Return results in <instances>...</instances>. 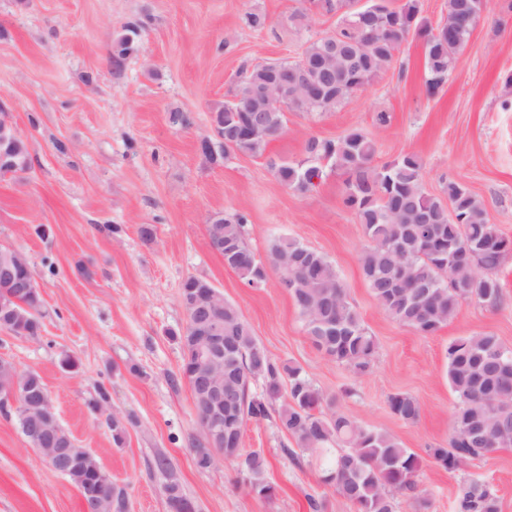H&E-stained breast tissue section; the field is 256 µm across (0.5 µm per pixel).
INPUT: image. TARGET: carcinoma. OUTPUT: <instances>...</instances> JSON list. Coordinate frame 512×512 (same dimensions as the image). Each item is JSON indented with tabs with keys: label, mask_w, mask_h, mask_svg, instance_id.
<instances>
[{
	"label": "carcinoma",
	"mask_w": 512,
	"mask_h": 512,
	"mask_svg": "<svg viewBox=\"0 0 512 512\" xmlns=\"http://www.w3.org/2000/svg\"><path fill=\"white\" fill-rule=\"evenodd\" d=\"M355 0H335L336 10L344 11L331 36L336 41V60L326 61L324 39H312L294 61L274 63L288 74V91L281 103L297 112L329 111L350 95L365 89L374 77L389 68L409 35L422 38L426 45V92L434 94L446 81L457 55L472 28L489 6V0H447L446 21L433 27L421 16L419 0H405L398 8L387 0L367 6L374 11L377 34L365 35L355 27ZM129 34L120 38L114 51L121 60L135 51L134 37L139 26H127ZM306 70L314 93L294 83L293 72ZM269 77L265 65L244 67L234 95L245 91V84L263 83ZM263 129L234 133L224 125V139L202 145V153L213 163L231 155L258 156L270 140L285 127V112L278 108L261 113ZM10 148L13 173L29 167L26 141L18 136L0 146ZM308 161L272 165L276 179L287 189L306 194L318 185L324 172L321 161L331 163L347 175L345 205L354 211L362 225L368 246L361 257L363 274L379 307L392 319L422 336L434 334L447 324L461 305L458 288H471L480 304H499L501 285L495 273L512 255V238L491 222L482 202L463 185L450 181L445 197L427 194L422 186L423 164L418 155L404 153L379 165L375 162L376 141L358 129H351L336 140L311 136L306 140ZM247 217L243 213H217L210 218L208 235L224 238V265L234 270L249 288L264 286L270 274L283 276V283L302 316L312 344L326 357L345 366L353 375L367 374L377 353V342L362 318L347 300L344 285L334 266L319 252L293 240L275 243L267 269L240 260L252 250L246 243ZM404 264L409 283L424 287L415 296L392 286L399 264ZM17 307L26 318L32 335H40L39 315L42 297L25 300ZM191 321L174 336L181 349L179 375L170 378L174 386L191 383L189 373L195 363L191 342ZM448 384L457 404L452 416L448 443L429 449L432 462L450 473L463 471L470 461L496 451L494 442L512 437V348L498 336L478 333L448 344ZM0 376L17 378L20 396H34L45 383L39 374L27 383L9 363L0 364ZM233 376L237 386L224 389V422L240 417V429L250 421L267 420L277 413L278 427L292 438L300 455L321 457L322 482L352 503L356 512H396V498L417 497L416 477L421 469L419 456L391 434L363 425L334 410L336 397L325 394L305 376L300 366L271 358L259 345L240 308L224 301V377ZM261 384V392L252 385ZM391 414L405 423L421 416L419 402L407 393L389 397ZM129 418H113L109 425L112 439L122 445ZM72 450V466L64 477L76 487L84 486L88 469L98 459L87 458L83 448L66 430ZM192 447L196 466L207 470L222 457L237 461L246 474L251 491L272 499L277 487L265 477V459L257 452L244 453L240 442L210 441L203 434ZM112 512H128L125 490L109 487ZM454 512H501L500 499L486 482L462 478L458 483Z\"/></svg>",
	"instance_id": "1"
}]
</instances>
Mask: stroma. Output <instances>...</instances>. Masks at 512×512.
I'll list each match as a JSON object with an SVG mask.
<instances>
[{
	"label": "stroma",
	"mask_w": 512,
	"mask_h": 512,
	"mask_svg": "<svg viewBox=\"0 0 512 512\" xmlns=\"http://www.w3.org/2000/svg\"><path fill=\"white\" fill-rule=\"evenodd\" d=\"M302 7L303 0H0V110L30 153L26 172L0 175V246L26 254L43 299L39 340L0 329V359L42 376L60 425L125 489L130 512H169L160 456L199 512H310L311 495L326 512H355L322 482L315 460H292L295 443L272 419L248 422L243 448L264 457L275 498L251 492L235 460L196 467L191 390L169 381L181 365L173 335L186 322L187 277L210 280L268 354L300 366L336 396L337 410L417 453L427 512H453L460 477L428 456L446 445L454 412L449 342L491 332L512 348V256L496 273L498 306L462 303L434 335H419L388 317L367 286V241L343 203L344 174L326 169L321 184L300 195L271 169L304 160L309 137L356 128L374 138L377 163L417 154L425 192L465 185L512 238V0H491L435 95L424 86L425 44L412 36L364 92L327 112H287L284 132L263 155L210 163L200 149L213 136L210 113L231 99L241 67L295 59L308 39L335 30L334 14L295 28ZM252 10L268 16L266 28L244 23ZM132 22L141 26L137 49L113 64V45ZM381 112L387 125L376 121ZM218 212L247 214L246 242L260 260L292 238L333 264L377 339L370 372L354 376L314 348L277 278L250 288L225 267L207 231ZM144 224L151 239L139 233ZM101 387L109 393L103 412L91 406ZM397 392L420 403L416 423L390 413ZM110 412L134 420L123 445L105 423ZM464 474L489 482L501 512H512V447L472 460ZM0 512H83L78 489L1 413Z\"/></svg>",
	"instance_id": "35a3bbf8"
}]
</instances>
